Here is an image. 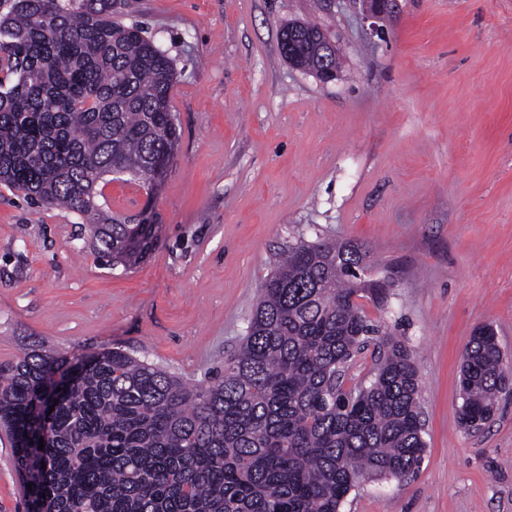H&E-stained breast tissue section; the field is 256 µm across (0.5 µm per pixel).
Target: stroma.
Instances as JSON below:
<instances>
[{
  "label": "stroma",
  "instance_id": "35a3bbf8",
  "mask_svg": "<svg viewBox=\"0 0 512 512\" xmlns=\"http://www.w3.org/2000/svg\"><path fill=\"white\" fill-rule=\"evenodd\" d=\"M112 0L173 60L181 138L156 196L113 180V214L158 224L133 268L98 265L81 217L0 185V363L25 348L115 347L205 382L245 334L274 254L352 242L385 278L366 313L414 351L419 470L342 512H512V394L480 433L459 372L490 326L512 361V0ZM313 21L342 66L294 68L279 32ZM0 512H26L0 431Z\"/></svg>",
  "mask_w": 512,
  "mask_h": 512
}]
</instances>
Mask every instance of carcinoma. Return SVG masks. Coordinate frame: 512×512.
<instances>
[{"mask_svg":"<svg viewBox=\"0 0 512 512\" xmlns=\"http://www.w3.org/2000/svg\"><path fill=\"white\" fill-rule=\"evenodd\" d=\"M0 184L83 217L107 267L131 266L156 224L98 203L127 174L153 191L180 133L173 61L112 0H0ZM292 64L322 56L297 21ZM367 251L297 241L274 261L237 352L205 384L116 348L43 347L0 363V428L27 512H340L365 481L419 469L425 442L413 352L355 298L380 303ZM370 353L368 384L345 387ZM502 352L478 328L462 356L459 420L486 425L506 389ZM44 449H39V444Z\"/></svg>","mask_w":512,"mask_h":512,"instance_id":"obj_1","label":"carcinoma"}]
</instances>
